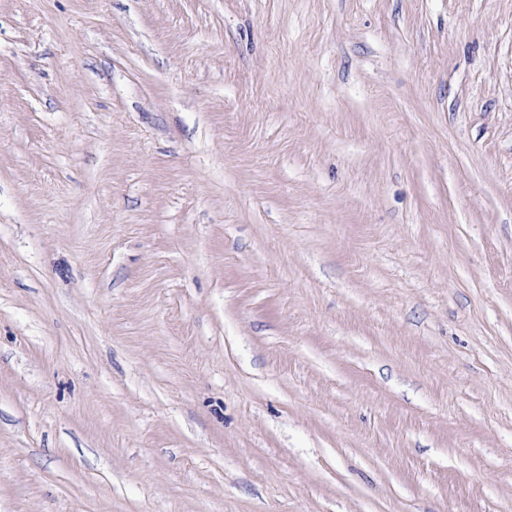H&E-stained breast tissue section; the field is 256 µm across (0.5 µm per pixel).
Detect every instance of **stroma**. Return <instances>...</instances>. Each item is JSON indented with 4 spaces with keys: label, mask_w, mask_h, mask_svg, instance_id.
Returning <instances> with one entry per match:
<instances>
[{
    "label": "stroma",
    "mask_w": 512,
    "mask_h": 512,
    "mask_svg": "<svg viewBox=\"0 0 512 512\" xmlns=\"http://www.w3.org/2000/svg\"><path fill=\"white\" fill-rule=\"evenodd\" d=\"M0 512H512V0H0Z\"/></svg>",
    "instance_id": "obj_1"
}]
</instances>
